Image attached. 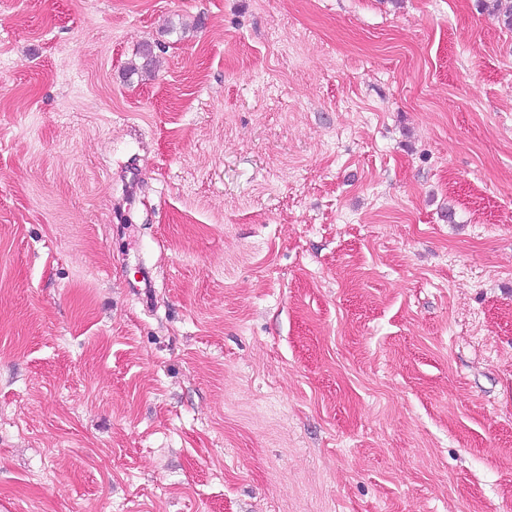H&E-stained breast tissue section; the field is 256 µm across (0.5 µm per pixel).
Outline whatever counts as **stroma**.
I'll return each mask as SVG.
<instances>
[{
	"instance_id": "obj_1",
	"label": "stroma",
	"mask_w": 512,
	"mask_h": 512,
	"mask_svg": "<svg viewBox=\"0 0 512 512\" xmlns=\"http://www.w3.org/2000/svg\"><path fill=\"white\" fill-rule=\"evenodd\" d=\"M0 512H512V31L0 0Z\"/></svg>"
}]
</instances>
